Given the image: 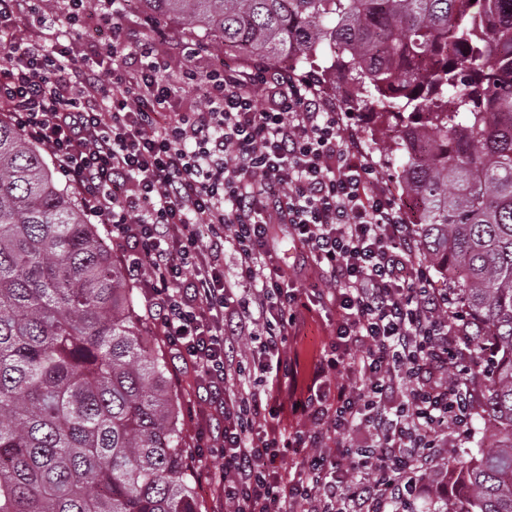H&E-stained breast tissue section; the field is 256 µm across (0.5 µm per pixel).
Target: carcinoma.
Returning a JSON list of instances; mask_svg holds the SVG:
<instances>
[{
  "label": "carcinoma",
  "mask_w": 512,
  "mask_h": 512,
  "mask_svg": "<svg viewBox=\"0 0 512 512\" xmlns=\"http://www.w3.org/2000/svg\"><path fill=\"white\" fill-rule=\"evenodd\" d=\"M136 2L393 120L423 257L491 367L493 438L423 512H512V0ZM43 152L0 118V512H197L166 360Z\"/></svg>",
  "instance_id": "cac0c4a2"
}]
</instances>
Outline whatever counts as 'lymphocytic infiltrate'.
I'll use <instances>...</instances> for the list:
<instances>
[{
  "label": "lymphocytic infiltrate",
  "mask_w": 512,
  "mask_h": 512,
  "mask_svg": "<svg viewBox=\"0 0 512 512\" xmlns=\"http://www.w3.org/2000/svg\"><path fill=\"white\" fill-rule=\"evenodd\" d=\"M34 10L33 0H0V108L53 157L87 219L108 225L113 252L146 287L154 328L195 372L203 421H223L206 443L222 465L203 477L232 512H398L432 449L472 419L473 394L448 371L473 362L474 338L431 288L403 209L335 101L314 76L258 61L202 80L185 69L201 102L182 110L168 55L129 41L124 9L100 15L112 39L79 57L19 35ZM275 224L288 225L318 271L314 296L337 314L333 353L303 392L287 342L305 303L296 270L272 261ZM258 331L253 370L267 395L234 386L236 344ZM280 401L295 432L261 423ZM363 429L372 442H351ZM289 455L291 473L277 465Z\"/></svg>",
  "instance_id": "obj_1"
}]
</instances>
